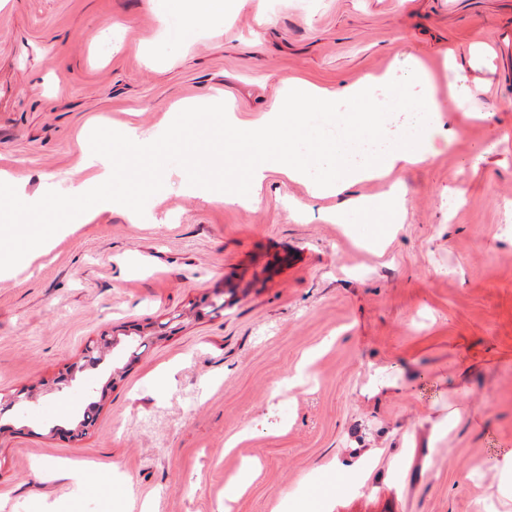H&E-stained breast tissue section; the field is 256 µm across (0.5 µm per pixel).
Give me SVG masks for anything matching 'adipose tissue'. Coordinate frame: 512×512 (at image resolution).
Segmentation results:
<instances>
[{
  "instance_id": "obj_1",
  "label": "adipose tissue",
  "mask_w": 512,
  "mask_h": 512,
  "mask_svg": "<svg viewBox=\"0 0 512 512\" xmlns=\"http://www.w3.org/2000/svg\"><path fill=\"white\" fill-rule=\"evenodd\" d=\"M166 14L185 16L187 30L204 29L224 20V0H164ZM392 73L371 77L342 90H328L291 78L284 81L280 99L255 121L242 122L222 97L208 95L182 100L180 110L187 119L220 110L224 122L238 131L236 145L249 154L247 187L225 190L205 176L183 182L188 194L205 193L208 201L234 203L251 208L262 200L261 191L270 174L278 173L294 182L306 183L313 195L335 197L330 221L345 223L349 210L361 211L377 223L402 222L405 197L400 172L425 162L416 138L386 139L383 109L375 97L380 85L393 84ZM69 193L62 202L64 221L88 223L101 210L126 209L128 185L139 183L137 170L114 174L108 158L86 159L67 172ZM385 180L387 191L375 196L349 197L354 185Z\"/></svg>"
}]
</instances>
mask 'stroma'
<instances>
[{
    "label": "stroma",
    "mask_w": 512,
    "mask_h": 512,
    "mask_svg": "<svg viewBox=\"0 0 512 512\" xmlns=\"http://www.w3.org/2000/svg\"><path fill=\"white\" fill-rule=\"evenodd\" d=\"M224 2L222 25L155 56L160 0H0V169L25 177L32 222L61 220L63 173L93 153L164 182L130 186L127 210L71 225L0 277V393L82 363L104 332L185 315L139 359L115 348L0 417L27 427L0 437V512H273L310 494L316 466L365 453L363 474L330 487L333 512H512L488 464L512 450V0ZM417 59L441 88L440 124L402 176L405 219L383 247L360 241L377 226L327 221L335 199L279 174L249 209L181 190L201 173L240 187L246 164L221 114L174 125L178 100L220 92L253 119L282 80L339 89ZM460 74L457 107L446 87ZM126 123L160 132L156 156L113 140ZM144 203L155 222L130 223ZM409 366L414 383L367 397L377 369ZM93 403L85 438L49 436ZM457 408L470 419L431 441ZM246 461L260 475L225 507ZM100 463L124 484L101 485Z\"/></svg>",
    "instance_id": "35a3bbf8"
}]
</instances>
